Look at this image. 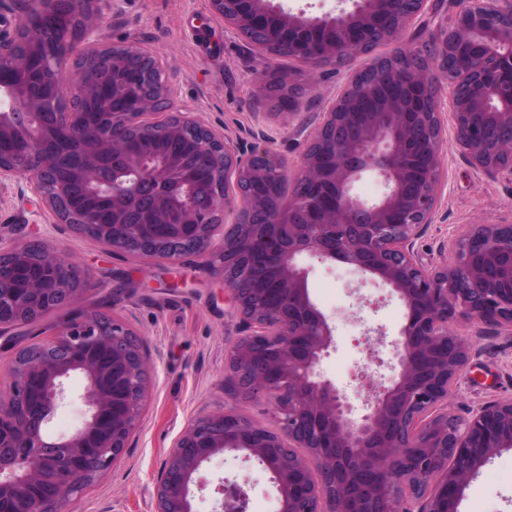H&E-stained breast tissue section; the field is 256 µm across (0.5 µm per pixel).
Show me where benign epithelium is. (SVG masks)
Instances as JSON below:
<instances>
[{
	"label": "benign epithelium",
	"instance_id": "obj_1",
	"mask_svg": "<svg viewBox=\"0 0 512 512\" xmlns=\"http://www.w3.org/2000/svg\"><path fill=\"white\" fill-rule=\"evenodd\" d=\"M427 0H339L321 16L273 0H210L213 16L270 54L309 66L371 56L376 79L347 89L322 113L306 140L307 191L288 202L270 176L288 177L266 146L239 152L183 112L170 86L103 114L102 131L81 139L82 113L47 111L51 94L97 104L101 73L129 59L157 60L128 44L91 39L105 0H27L40 24L0 37V144L21 142L0 160V180L28 179L63 223L114 254L139 256L132 244L153 237L191 242L231 296L252 332L239 337L227 367L245 397L273 405L275 427L259 426L233 407L193 419L158 476L156 512H193L191 485L203 465L226 452L258 460L273 476L280 512H459L465 488L504 449H512V398L487 402L460 417L448 396L466 369L471 344L456 331L512 333V224H468L450 243L451 260L425 267L414 246L433 223L443 169V121L437 83H448L455 141L475 167L512 176V0H453L447 25L424 48L404 37ZM81 32L72 44L73 29ZM393 45L385 55L373 51ZM80 139L70 181L46 178L58 151L46 126ZM202 132L199 151L212 157L225 188L204 198L167 155H145L130 139ZM372 170L385 192L368 202L352 193ZM250 185L249 193L239 188ZM235 214L223 231L224 213ZM307 257L339 260L369 274L403 303L406 320L393 342V375L372 376L356 391L323 378L322 358L335 326L308 287ZM89 274L57 250L28 245L0 250V327L30 325L45 313L78 304ZM84 380L81 426L50 437L45 425L66 398L65 380ZM0 389V512H67V507L121 455L142 413L148 361L120 319L87 309L54 337L22 348ZM221 506L245 512L247 491L227 479Z\"/></svg>",
	"mask_w": 512,
	"mask_h": 512
}]
</instances>
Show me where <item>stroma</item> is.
Instances as JSON below:
<instances>
[{
    "mask_svg": "<svg viewBox=\"0 0 512 512\" xmlns=\"http://www.w3.org/2000/svg\"><path fill=\"white\" fill-rule=\"evenodd\" d=\"M101 40L133 42L153 50L167 83L185 112L197 113L214 133L245 148L269 140L288 167L289 180L301 171L305 140L296 126L313 132L320 112L336 99L349 77L368 59L352 58L339 68L305 69L297 60L266 54L210 11L208 0H112L99 29ZM266 74L300 83L294 120L280 115L277 102L262 97L256 78ZM443 174L434 224L418 240L424 264L449 259L443 244L461 224H512V180L473 167L446 129ZM42 241L90 273L96 290L81 301L125 321L149 359L150 383L139 426L123 455L75 499L73 512H156L157 477L175 442L194 418L227 405L255 424L270 427L272 407L264 400H236L228 353L244 331L221 278L195 255L172 264L159 258L114 256L96 240L75 233L29 189L26 179L0 182V247ZM308 286L330 316L336 346L320 371L337 386L356 388L362 369L377 371L392 362L390 346L367 338L366 327L382 326L395 338L405 308L382 283L343 264L306 259ZM73 308L55 310L37 324L0 330V388L7 368L23 347L53 337ZM472 361L448 398V409L467 415L478 406L512 397V335L470 336ZM203 487L194 489L195 512H221L215 487L228 478L248 488L247 512H278L271 474L254 459L233 453L213 458L202 469ZM459 512H512V450L498 453L466 487Z\"/></svg>",
    "mask_w": 512,
    "mask_h": 512,
    "instance_id": "stroma-1",
    "label": "stroma"
}]
</instances>
